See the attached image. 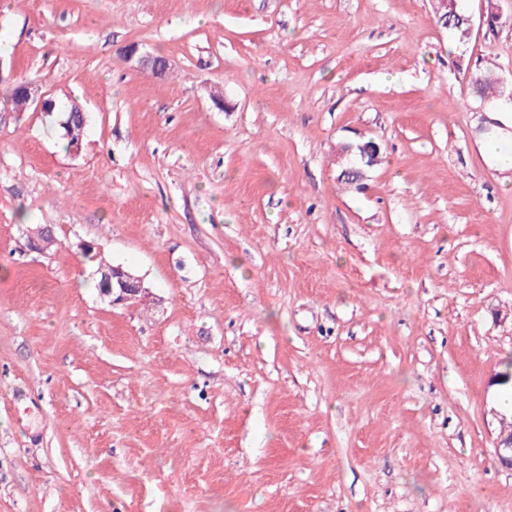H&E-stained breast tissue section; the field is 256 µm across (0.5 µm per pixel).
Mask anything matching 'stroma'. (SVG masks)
<instances>
[{"label": "stroma", "mask_w": 512, "mask_h": 512, "mask_svg": "<svg viewBox=\"0 0 512 512\" xmlns=\"http://www.w3.org/2000/svg\"><path fill=\"white\" fill-rule=\"evenodd\" d=\"M491 64L512 26L461 46L431 0H7L0 70L87 124L0 115V512H512ZM472 79L477 93L482 100L497 99L495 95L499 94L503 89L501 79L493 73L492 68L490 67L485 70L479 69L474 73ZM499 99L504 100L505 103L510 102L512 107V88L508 93L503 89ZM68 112H70L69 113L70 115H69V118L67 121H63L66 119V114L64 115V114L54 113L53 115H51L53 117V122L57 125V127L61 133L60 136L64 140V142L66 144V148L71 146V141L68 138L63 136V130L61 128V124L67 131L73 130L74 125H79L81 127H84L86 124L85 112L79 106L72 104L70 106V108L68 109ZM60 120L63 121L61 124L59 123ZM112 267L103 259H100L95 273L101 268ZM99 283V295L109 299L114 305H124L138 301L144 291L141 279L131 273L124 271L121 267H112L110 271H102L100 281L96 277V287ZM501 430L494 443L496 461L504 467L512 469V422L501 419Z\"/></svg>", "instance_id": "1"}]
</instances>
